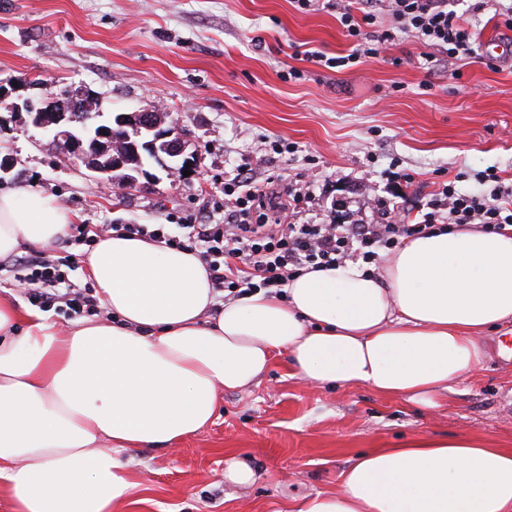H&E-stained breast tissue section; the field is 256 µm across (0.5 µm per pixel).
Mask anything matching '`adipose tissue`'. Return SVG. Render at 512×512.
Wrapping results in <instances>:
<instances>
[{"label": "adipose tissue", "mask_w": 512, "mask_h": 512, "mask_svg": "<svg viewBox=\"0 0 512 512\" xmlns=\"http://www.w3.org/2000/svg\"><path fill=\"white\" fill-rule=\"evenodd\" d=\"M74 221L51 195L0 190V259ZM84 265L112 320L63 332L0 297V480L13 512H120L139 486L123 452L202 431L219 390L253 383L282 352L309 384L437 406L480 366L478 333L512 319V234L438 230L375 277L350 265L298 274L284 301L218 302L196 254L137 237L99 239ZM296 512H512V449L461 436L372 450Z\"/></svg>", "instance_id": "1"}]
</instances>
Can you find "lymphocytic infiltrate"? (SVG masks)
I'll return each instance as SVG.
<instances>
[{"instance_id":"lymphocytic-infiltrate-1","label":"lymphocytic infiltrate","mask_w":512,"mask_h":512,"mask_svg":"<svg viewBox=\"0 0 512 512\" xmlns=\"http://www.w3.org/2000/svg\"><path fill=\"white\" fill-rule=\"evenodd\" d=\"M338 20L351 51L331 56L306 52L308 62L339 69L378 54L396 33L415 37L428 59L448 62L476 57V36L470 23L449 10L448 0H336ZM386 28L376 29L381 15ZM478 186L460 190L455 180L439 184L431 197L414 210L396 212L385 224H349L325 219L299 222L301 205L308 201L307 186L285 185L272 192L258 180L250 160L238 165L225 182L224 216L180 218L178 234L161 224H80L63 245L68 255L41 254L0 260V271H19L27 300L42 309L68 314L98 315L91 288L77 284L72 273L76 256L71 248L116 234L138 236L195 253L205 264L214 290L231 300L257 291L283 299L296 275L328 270L347 263L378 264L407 240L432 234L446 225L486 234L512 232V182L486 170L476 176Z\"/></svg>"}]
</instances>
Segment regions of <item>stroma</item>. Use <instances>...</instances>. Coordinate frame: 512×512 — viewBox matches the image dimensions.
<instances>
[{
    "mask_svg": "<svg viewBox=\"0 0 512 512\" xmlns=\"http://www.w3.org/2000/svg\"><path fill=\"white\" fill-rule=\"evenodd\" d=\"M311 48L332 56L350 48L326 0L314 11L294 0H0V159L13 165L0 187L51 194L85 224H168L223 203L225 179L248 157L262 176L309 184L311 222L331 211L347 221L348 204L371 185L376 203L363 221L380 224L445 174L460 175L465 190L487 169L512 178V61L434 66L403 34L336 72L307 62ZM292 68L301 78H288ZM78 87L95 91L104 118L164 112L194 157L187 179L105 185L43 148L42 131L14 107L18 96L60 103ZM280 138L296 152L273 153ZM394 171L410 182L392 181ZM505 336L511 320L481 334V368L451 382L435 408L361 385L313 386L278 358L254 384L220 392L201 433L125 452L141 487L123 512H293L335 492L374 448L464 435L512 448ZM232 457L254 469L252 485L225 482Z\"/></svg>",
    "mask_w": 512,
    "mask_h": 512,
    "instance_id": "obj_1",
    "label": "stroma"
}]
</instances>
